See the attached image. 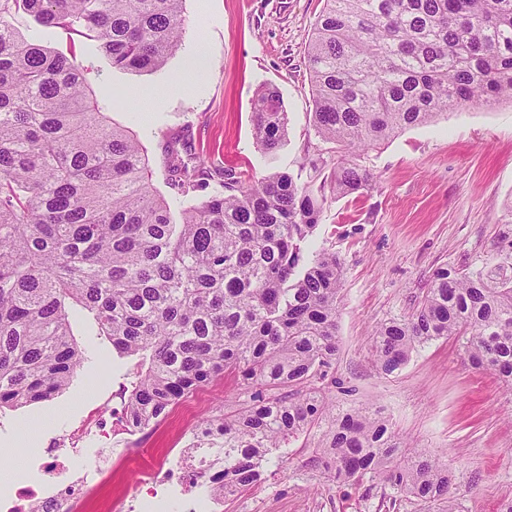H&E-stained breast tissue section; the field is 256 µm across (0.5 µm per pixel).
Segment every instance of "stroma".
Listing matches in <instances>:
<instances>
[{"mask_svg": "<svg viewBox=\"0 0 512 512\" xmlns=\"http://www.w3.org/2000/svg\"><path fill=\"white\" fill-rule=\"evenodd\" d=\"M325 0H185L181 48L159 71L112 69L91 41L75 54L89 89L125 95L110 120L139 140L164 189L166 136L189 128L198 162L230 169L240 187L283 170L307 182L311 162L341 155L317 137L306 58L307 36ZM205 51L203 70L187 68L190 52ZM276 88L287 114L286 139L264 154L253 135L252 101ZM373 186L346 197L328 195L314 240L342 263L339 352L324 390L336 409L370 406L413 449L447 464L460 512H498L512 498V387L474 368L454 340L418 347L386 375L373 362L370 338L390 318L410 313L437 267L469 270L512 257V104L452 111L427 126L404 130L361 156ZM73 338L88 361L68 388L48 400L0 411V474L22 466L40 473L35 452L75 435L83 448H181L203 420L245 398L244 385L218 379L187 396L198 411L190 424L171 418L150 437L130 432L119 399L137 371L118 357L92 315L72 319ZM350 387L340 393L335 381ZM326 425L273 451L255 486L226 499L223 512H418L416 504L376 479L328 482L311 461Z\"/></svg>", "mask_w": 512, "mask_h": 512, "instance_id": "1", "label": "stroma"}]
</instances>
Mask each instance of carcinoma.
<instances>
[{
    "instance_id": "obj_1",
    "label": "carcinoma",
    "mask_w": 512,
    "mask_h": 512,
    "mask_svg": "<svg viewBox=\"0 0 512 512\" xmlns=\"http://www.w3.org/2000/svg\"><path fill=\"white\" fill-rule=\"evenodd\" d=\"M185 0H0V410L64 390L86 357L71 305L96 316L136 360L126 418L165 417L225 375L252 389L206 422L224 454V496L262 479L273 450L329 415L317 467L338 484L377 476L423 512H457L447 465L409 451L370 407L329 413L309 383L336 360L341 261L317 249L324 185L275 171L246 188L222 167L169 147L174 198L212 191L174 214L149 159L109 120L72 49L28 42L26 14L98 44L112 68L162 69L180 47ZM307 59L318 137L373 150L450 110L512 103V0H326ZM254 133L273 155L286 137L279 92L253 100ZM369 168L333 166L338 195L371 186ZM453 336L477 367L512 382V262L438 268L420 304L373 333L390 374L416 346Z\"/></svg>"
}]
</instances>
